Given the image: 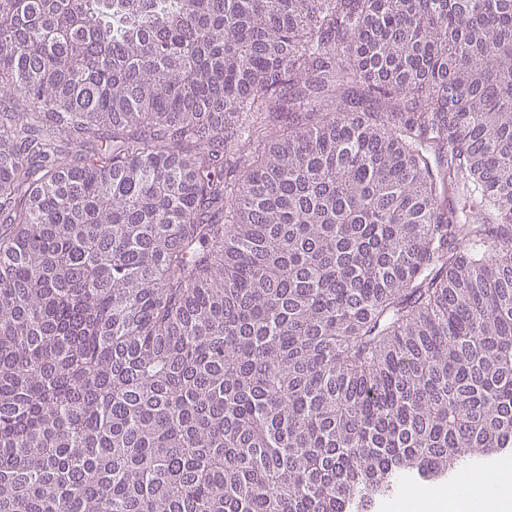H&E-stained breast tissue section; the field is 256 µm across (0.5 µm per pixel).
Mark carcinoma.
Instances as JSON below:
<instances>
[{"mask_svg":"<svg viewBox=\"0 0 512 512\" xmlns=\"http://www.w3.org/2000/svg\"><path fill=\"white\" fill-rule=\"evenodd\" d=\"M0 87L112 129L0 125V512H362L512 448V0H0ZM37 131L34 133L39 138L42 139H51L56 148L58 149V156L65 157L70 160L77 153H84L85 146H80L78 143L72 141L65 133L53 130L52 128L43 126L40 124L39 127H36Z\"/></svg>","mask_w":512,"mask_h":512,"instance_id":"cac0c4a2","label":"carcinoma"}]
</instances>
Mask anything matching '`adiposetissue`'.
Returning a JSON list of instances; mask_svg holds the SVG:
<instances>
[{
  "mask_svg": "<svg viewBox=\"0 0 512 512\" xmlns=\"http://www.w3.org/2000/svg\"><path fill=\"white\" fill-rule=\"evenodd\" d=\"M457 512H512V465L492 472H466L450 489L433 487L408 491L395 512H442L447 502Z\"/></svg>",
  "mask_w": 512,
  "mask_h": 512,
  "instance_id": "1",
  "label": "adipose tissue"
}]
</instances>
